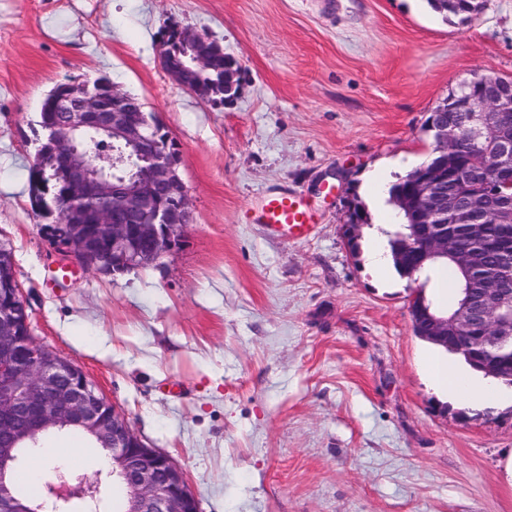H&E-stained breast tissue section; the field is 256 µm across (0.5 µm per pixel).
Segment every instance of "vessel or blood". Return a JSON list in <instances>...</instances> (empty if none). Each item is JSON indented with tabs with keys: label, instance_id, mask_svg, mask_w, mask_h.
Returning a JSON list of instances; mask_svg holds the SVG:
<instances>
[{
	"label": "vessel or blood",
	"instance_id": "vessel-or-blood-1",
	"mask_svg": "<svg viewBox=\"0 0 512 512\" xmlns=\"http://www.w3.org/2000/svg\"><path fill=\"white\" fill-rule=\"evenodd\" d=\"M255 219L275 234L295 240L307 239L314 215L301 193L280 191L262 195L254 206Z\"/></svg>",
	"mask_w": 512,
	"mask_h": 512
}]
</instances>
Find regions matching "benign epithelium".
<instances>
[{
  "label": "benign epithelium",
  "mask_w": 512,
  "mask_h": 512,
  "mask_svg": "<svg viewBox=\"0 0 512 512\" xmlns=\"http://www.w3.org/2000/svg\"><path fill=\"white\" fill-rule=\"evenodd\" d=\"M207 40L205 34L178 27L159 42L163 71L179 86L191 89L210 57L195 53L192 67L176 61L180 53ZM466 91L441 100L427 127L434 131L433 154L400 206L412 218L403 235L404 253L422 272L439 261H451L464 276L463 298L444 310L426 299L412 303V326L423 327L434 343L459 350L493 349L512 341V248L500 249V262L477 277L474 258L464 243L448 235V224H462L472 239L485 238V224L512 222V210L493 216L480 199L462 206L448 193V181L482 182L496 190L512 187V82L492 90L477 77ZM238 92V69H224V100ZM472 113L469 138L483 141L486 163L480 168L452 166L463 153L462 137L448 126V105ZM60 117L50 122L60 169L54 177L55 198L70 204L58 214L55 243L70 263L84 271L114 275L147 264H159L179 249L184 229L193 221L192 204L180 175V161L170 137L148 131L145 116L127 104L125 91L112 86V105L90 91V84L71 83L56 101ZM119 164L124 175L112 173ZM77 427L102 448L112 450V478L124 484L125 512H200L183 471L166 455L148 447L115 406L107 402L72 362L37 348L27 304L14 265L0 263V512H37L24 501L8 476L22 444L39 446L48 432ZM59 504L74 499L98 501L107 491L104 474L58 473L47 482Z\"/></svg>",
  "instance_id": "obj_1"
}]
</instances>
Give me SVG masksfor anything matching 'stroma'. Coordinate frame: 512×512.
<instances>
[{
    "instance_id": "obj_1",
    "label": "stroma",
    "mask_w": 512,
    "mask_h": 512,
    "mask_svg": "<svg viewBox=\"0 0 512 512\" xmlns=\"http://www.w3.org/2000/svg\"><path fill=\"white\" fill-rule=\"evenodd\" d=\"M170 23L237 62L233 100L160 68ZM483 69L512 78V0L467 22L427 0H0V241L32 334L183 470L200 512H512V399L435 388L413 332L414 295L446 298L444 274L367 259L396 220L387 184L432 150L431 111ZM100 77L176 140L193 209L181 248L117 276L70 266L28 181L43 98ZM286 190L314 211L307 240L251 218Z\"/></svg>"
}]
</instances>
